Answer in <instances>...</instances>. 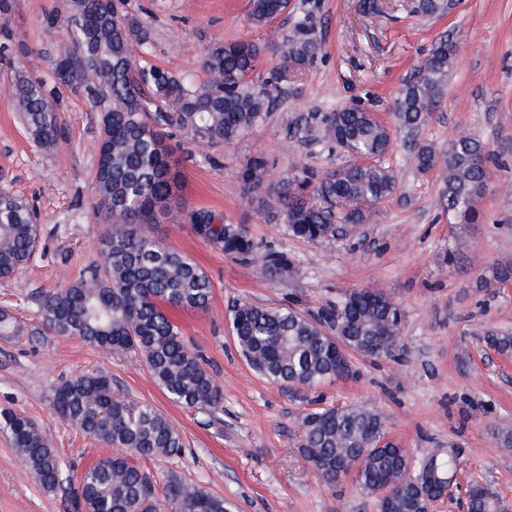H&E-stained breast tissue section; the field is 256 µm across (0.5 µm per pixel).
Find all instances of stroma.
<instances>
[{
	"label": "stroma",
	"instance_id": "obj_1",
	"mask_svg": "<svg viewBox=\"0 0 512 512\" xmlns=\"http://www.w3.org/2000/svg\"><path fill=\"white\" fill-rule=\"evenodd\" d=\"M294 8L258 29L250 0H128V10L151 33L149 45L132 44L142 64L208 81L202 58L212 43L254 41L261 68L270 67L307 4L319 51L290 84L283 102L234 144L203 152L181 141L178 157L187 211L207 210L225 222L246 225L256 238L287 252L298 278L268 280L196 236L189 221L153 225L171 249L197 263L213 284L204 310L175 309L173 321L223 387L214 413L171 402L135 356L110 355L75 336L44 332L38 301L103 265L111 225L88 205L94 186L98 115L63 88L56 101L64 134L48 150L29 138L22 112L8 93L17 71L49 77L50 58L67 41L65 27L45 34L47 15L64 0H12L5 29L31 50L22 66L0 60V189L21 196L38 214L33 259L14 278L0 280V310L20 331L0 336V408L26 415L48 434L72 481L112 456V446L60 418L50 392L77 374H105L128 398L163 412L180 430L182 456L143 461L163 488L169 475L224 497L235 512H378L377 497L354 477L320 479L300 451L298 418L314 407L369 403L388 418L387 432L412 457L431 448H453L460 457L459 490L433 512H466L460 493L490 483L512 512V447L496 442L512 432V355L490 348L491 333H512V282L491 278L495 264L512 262V0H454L452 9L422 17L411 0H381L384 13H360L359 0H292ZM456 47L448 82L419 142L446 149L465 133L495 155L477 198L479 223L457 224L441 200L439 169L418 171L404 130L395 126L394 102L403 81L424 63L441 36ZM362 102L396 129L387 163L399 189L380 204L371 223L346 238L304 241L289 237L282 217L248 204L238 176L253 155L276 174L306 166L330 171L345 155L309 146L293 129ZM369 288L404 311L403 348L397 359L352 356V376L313 389H289L260 376L241 356L229 325L238 302L294 306L314 314L344 291ZM0 512H68L61 493L45 491L0 433Z\"/></svg>",
	"mask_w": 512,
	"mask_h": 512
}]
</instances>
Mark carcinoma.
I'll return each instance as SVG.
<instances>
[{
  "label": "carcinoma",
  "mask_w": 512,
  "mask_h": 512,
  "mask_svg": "<svg viewBox=\"0 0 512 512\" xmlns=\"http://www.w3.org/2000/svg\"><path fill=\"white\" fill-rule=\"evenodd\" d=\"M290 0H250L249 19L268 27L288 11ZM424 16L444 11V0H417ZM65 22L69 45L52 62L51 81L19 74L9 88L32 141L53 146L64 129L54 106L55 87L84 97L98 112V161L92 208L112 224L104 242V274L89 268L82 277L39 300L45 330L78 336L114 355L141 359L154 382L175 404L217 412L223 388L184 340L166 308L204 309L213 285L188 256L164 246L146 233V224L179 220L184 208L179 162L168 143L176 128L196 146L224 147L251 129L274 106L282 86L311 64L318 53L310 13L295 24L277 62L249 79L261 50L246 42L213 44L202 60L212 79L197 84L186 76L138 65L130 45L149 43L144 23L112 0H66V16L48 15L51 33ZM455 57L453 43L436 42L423 65L407 79L396 101L395 119L410 130L422 126L448 81ZM150 88L152 96L144 94ZM319 140L343 153L370 162H350L326 174L295 168L281 179L277 206L270 198L272 174L262 156L251 157L240 176L247 198L276 209L293 238L339 239L358 224L373 220L377 206L399 188L395 170L384 164L393 149L390 127L357 104L320 119ZM490 153L464 134L448 150L417 145L418 169L439 168L445 209L457 224H475L480 213L474 197L484 185ZM196 235L219 245L224 254L253 267L264 279L294 278L299 268L288 253L254 238L243 224L217 221L210 211L190 214ZM37 214L22 197L0 191V280H8L35 253ZM230 328L248 365L263 377L292 389H312L327 379L351 374L354 354L390 360L401 347L402 307L380 293L346 291L315 314L292 306L238 303ZM488 344L512 354V335L493 334ZM59 416L84 433L121 449L88 468L76 485L69 483L48 435L23 414L0 410V431L8 435L17 456L48 492L67 495L72 512H230L223 497L176 477L167 480L164 499L139 461L183 454L181 432L148 402L116 392L112 378L78 375L51 391ZM301 450L315 473L336 482L354 473L361 489L395 492L392 505L379 501V512H425L434 488L452 489L457 457L442 448L429 450L413 468L410 452L393 442L376 445L387 418L367 403L339 409L317 408L300 415ZM468 512H504L497 492L487 484L467 491Z\"/></svg>",
  "instance_id": "1"
}]
</instances>
